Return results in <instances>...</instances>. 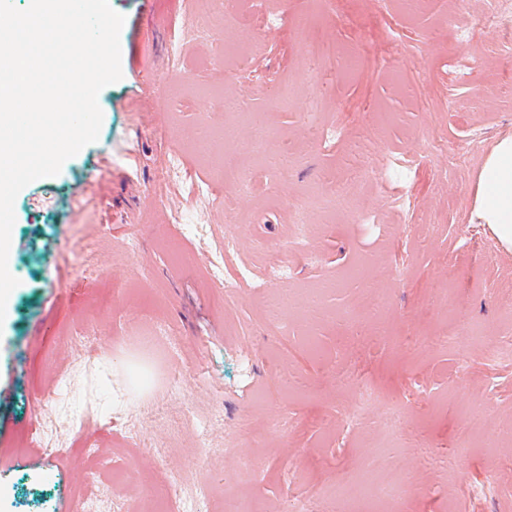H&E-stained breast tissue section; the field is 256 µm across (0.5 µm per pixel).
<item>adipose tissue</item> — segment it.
Returning <instances> with one entry per match:
<instances>
[{
    "label": "adipose tissue",
    "mask_w": 512,
    "mask_h": 512,
    "mask_svg": "<svg viewBox=\"0 0 512 512\" xmlns=\"http://www.w3.org/2000/svg\"><path fill=\"white\" fill-rule=\"evenodd\" d=\"M472 217L512 248V136L499 140L486 162Z\"/></svg>",
    "instance_id": "ef3b65f1"
}]
</instances>
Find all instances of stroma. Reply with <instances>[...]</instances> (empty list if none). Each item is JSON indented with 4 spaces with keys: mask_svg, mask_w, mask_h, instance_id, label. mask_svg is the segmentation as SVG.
<instances>
[{
    "mask_svg": "<svg viewBox=\"0 0 512 512\" xmlns=\"http://www.w3.org/2000/svg\"><path fill=\"white\" fill-rule=\"evenodd\" d=\"M110 5L123 77L98 95L99 138L14 204L0 512H163L177 495L225 512L242 488L269 512L295 496L376 512L321 491L397 478L402 512H512V358L485 356L512 331V250L469 221L512 135L499 0H249L238 22L224 0ZM314 37L331 47L317 65ZM239 53L247 72L224 62ZM227 94L239 113L219 111ZM283 143L294 160L266 167ZM228 149L247 195L225 191ZM298 238L287 278L268 280ZM271 289L294 300L276 324ZM153 332L155 365L133 350ZM367 384L379 400L346 429ZM391 401L400 435L379 419ZM45 448L48 464L11 463Z\"/></svg>",
    "mask_w": 512,
    "mask_h": 512,
    "instance_id": "1",
    "label": "stroma"
}]
</instances>
